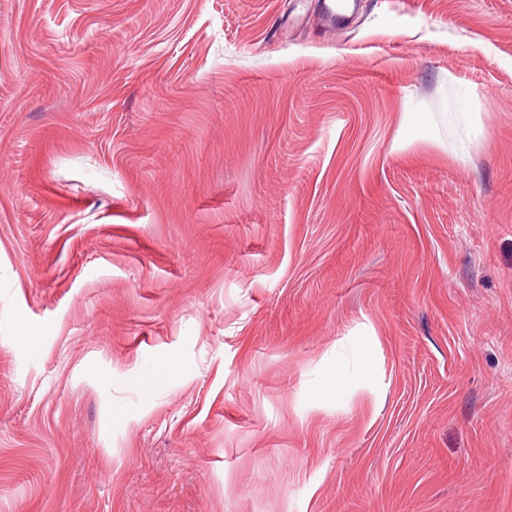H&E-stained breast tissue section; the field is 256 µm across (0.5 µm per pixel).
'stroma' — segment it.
I'll use <instances>...</instances> for the list:
<instances>
[{
    "label": "stroma",
    "instance_id": "obj_1",
    "mask_svg": "<svg viewBox=\"0 0 512 512\" xmlns=\"http://www.w3.org/2000/svg\"><path fill=\"white\" fill-rule=\"evenodd\" d=\"M0 512H512V0H0Z\"/></svg>",
    "mask_w": 512,
    "mask_h": 512
}]
</instances>
